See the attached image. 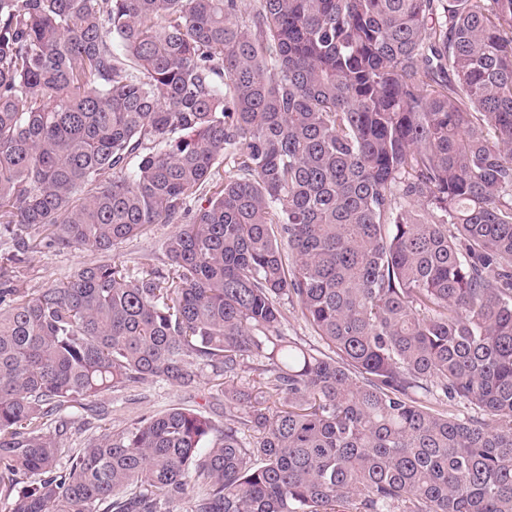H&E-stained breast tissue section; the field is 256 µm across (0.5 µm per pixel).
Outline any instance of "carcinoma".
Segmentation results:
<instances>
[{
	"instance_id": "obj_1",
	"label": "carcinoma",
	"mask_w": 512,
	"mask_h": 512,
	"mask_svg": "<svg viewBox=\"0 0 512 512\" xmlns=\"http://www.w3.org/2000/svg\"><path fill=\"white\" fill-rule=\"evenodd\" d=\"M257 2L0 0V500L512 512V0ZM154 224L160 267L21 287ZM247 368L230 423L63 444L102 392ZM100 254L90 251H63L48 255L36 254L24 269V288H47L65 282L75 269L95 263ZM285 320H283L281 329L286 336L294 337L313 350H325L323 342L313 332L302 318L300 311L293 310L292 307L284 305Z\"/></svg>"
}]
</instances>
